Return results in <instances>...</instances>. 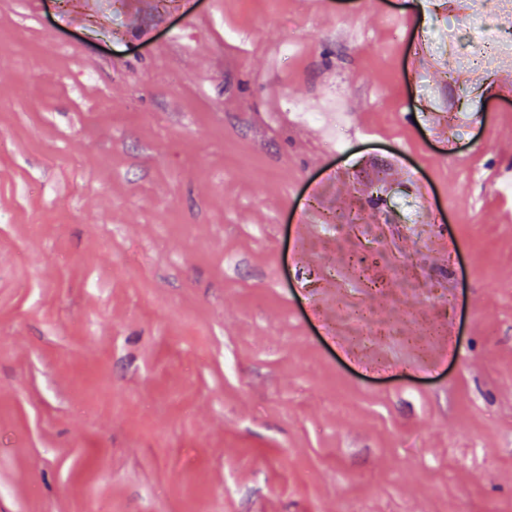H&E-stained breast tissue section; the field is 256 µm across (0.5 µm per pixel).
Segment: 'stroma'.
<instances>
[{
    "instance_id": "obj_1",
    "label": "stroma",
    "mask_w": 512,
    "mask_h": 512,
    "mask_svg": "<svg viewBox=\"0 0 512 512\" xmlns=\"http://www.w3.org/2000/svg\"><path fill=\"white\" fill-rule=\"evenodd\" d=\"M412 4L0 0V512H512V66ZM504 43L512 45V40L504 41L492 39L479 42L472 53L469 55L471 66L483 69L498 68L500 62L501 47Z\"/></svg>"
}]
</instances>
